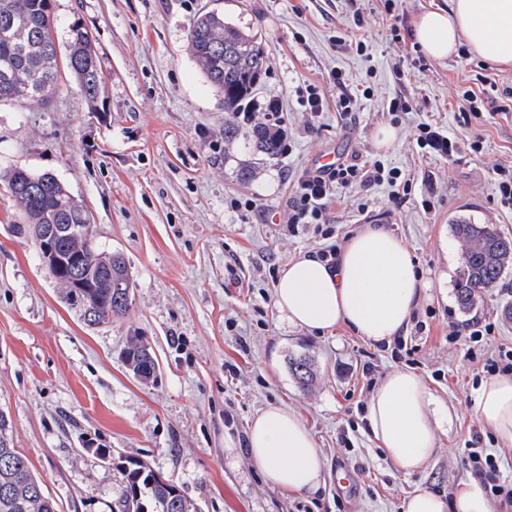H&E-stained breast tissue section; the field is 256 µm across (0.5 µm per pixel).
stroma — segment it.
Returning <instances> with one entry per match:
<instances>
[{
  "mask_svg": "<svg viewBox=\"0 0 512 512\" xmlns=\"http://www.w3.org/2000/svg\"><path fill=\"white\" fill-rule=\"evenodd\" d=\"M214 9L261 41L268 68L254 96L289 113L291 152L264 160L243 144L225 147L224 94L188 47L196 17ZM51 11L59 50L73 23L89 28L103 91L89 103L65 69L49 107L0 103V170L54 174L84 201L96 239L125 258L133 278L126 315L87 325L31 239L12 233L24 217L0 180V412L58 512H112L125 493L119 466L128 458L170 477L201 512H404L416 488L451 496L469 477L463 451L479 422V381L461 347L449 343V327L480 316L497 326L489 349L512 342V266L471 309L450 297L462 265L451 222L492 224L512 237V212L492 203L488 174L490 162L512 160V117L482 119V153L453 163L422 152L413 130L428 120L468 138L455 120L456 93L477 87L478 58L436 61L413 39L391 43L384 0H51ZM340 37L364 41L363 55L338 47ZM334 70L374 92L352 117L336 110ZM484 73L512 86L511 67ZM306 83L327 99L310 123L295 94ZM398 95L420 109L394 126L383 109ZM389 125L397 139L383 149L375 133ZM330 147L382 159L413 182L402 202L385 186L342 190L329 214L343 235L384 225L431 281L405 332L413 361H394L345 328L310 334L274 304L278 268L325 245L311 229L293 233L281 224L291 194L284 175ZM240 196L254 200V213L231 209ZM135 334L160 363L148 381L122 359ZM299 353L315 361L309 392L288 369L289 355ZM367 364L377 381L398 367L420 374L450 408L424 470L405 474L370 439ZM270 404L295 412L312 434L324 464L318 491L271 487L250 460L249 423ZM340 464L354 477L353 493L336 490Z\"/></svg>",
  "mask_w": 512,
  "mask_h": 512,
  "instance_id": "stroma-1",
  "label": "stroma"
}]
</instances>
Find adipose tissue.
<instances>
[{"mask_svg":"<svg viewBox=\"0 0 512 512\" xmlns=\"http://www.w3.org/2000/svg\"><path fill=\"white\" fill-rule=\"evenodd\" d=\"M422 52L441 60L467 46L474 56L512 66V0H449L413 23ZM430 284L414 265L405 241L384 226L368 224L351 235L328 265L309 253L288 261L275 284L277 309L293 326L327 333L343 326L377 343L403 334ZM483 426L512 446V375L484 380L476 395ZM370 435L406 474L423 470L437 451V432L450 417L421 376L408 369L388 373L367 406ZM248 453L274 487L305 492L320 484L323 461L315 441L288 409L271 405L250 423ZM405 512H495L483 484L463 482L452 498L413 490Z\"/></svg>","mask_w":512,"mask_h":512,"instance_id":"1","label":"adipose tissue"}]
</instances>
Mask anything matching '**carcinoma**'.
Returning <instances> with one entry per match:
<instances>
[{"mask_svg": "<svg viewBox=\"0 0 512 512\" xmlns=\"http://www.w3.org/2000/svg\"><path fill=\"white\" fill-rule=\"evenodd\" d=\"M50 0H0V102L19 100L27 106L47 104L59 72L57 49L52 43L54 18ZM21 26L26 42L4 35L9 22ZM190 52L208 81L224 91V143L249 135L256 150L272 160L281 153L278 129L263 118L247 126L239 118L246 111L267 58L261 42L251 31L211 10L200 15L188 36ZM67 67L90 102L98 99L103 76L89 29L78 22L70 28ZM11 197L25 223L12 225L13 233L38 240L51 224H65L70 232L62 239V257L73 258L94 288L75 290L73 302L93 309L95 324L123 317L129 307L131 277L125 259L107 253L95 243L89 214L52 174L23 172L14 167L4 174ZM464 262L456 279L459 305L468 309L478 291L492 287L512 263V238L491 224H454ZM125 363L133 375L148 376L158 365L151 348L140 339L130 341ZM289 370L305 388L314 377L311 360L296 355ZM8 423L0 414V512H57L54 499L45 491L28 459L10 447ZM121 474L126 484L119 512H197V508L165 476L135 459L124 461Z\"/></svg>", "mask_w": 512, "mask_h": 512, "instance_id": "obj_1", "label": "carcinoma"}]
</instances>
